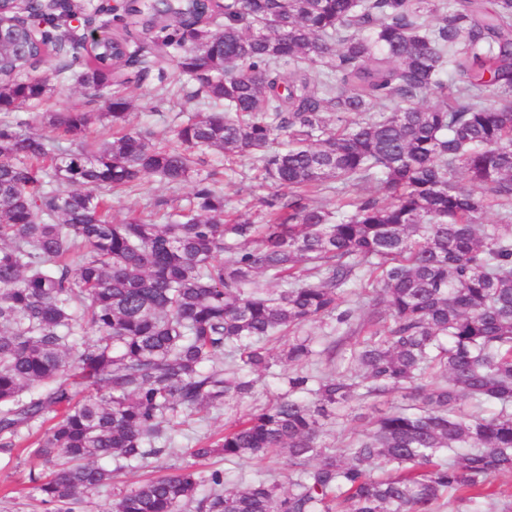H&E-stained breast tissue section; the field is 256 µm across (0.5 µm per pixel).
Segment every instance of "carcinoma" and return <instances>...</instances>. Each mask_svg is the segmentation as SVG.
<instances>
[{"label":"carcinoma","instance_id":"obj_1","mask_svg":"<svg viewBox=\"0 0 512 512\" xmlns=\"http://www.w3.org/2000/svg\"><path fill=\"white\" fill-rule=\"evenodd\" d=\"M458 2L178 0L208 12L185 23L134 0L183 102L213 106L178 113L176 148L126 128L118 76L139 59L116 37L87 51L90 98L42 116L50 138L13 116L50 85L15 78L28 56L0 65V458L29 449L51 512L174 455L285 336L283 392L112 512H493L489 479L512 473V0ZM102 117L115 136L88 142ZM212 153L272 186L254 214L225 211L220 166L200 175ZM145 178L192 183L189 203L112 220V192ZM334 184L350 196L330 211ZM396 392L365 437L322 441L338 410ZM283 451L286 491L202 469Z\"/></svg>","mask_w":512,"mask_h":512}]
</instances>
